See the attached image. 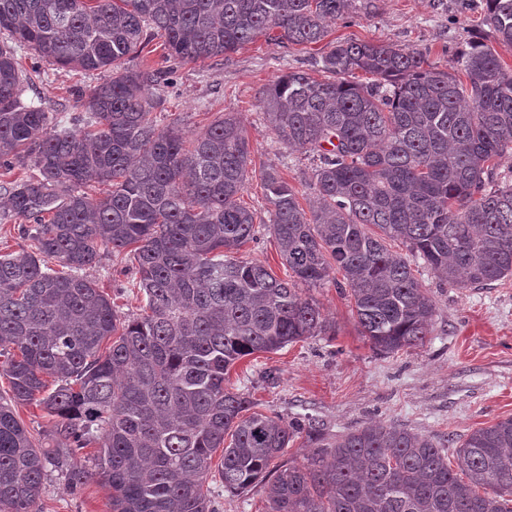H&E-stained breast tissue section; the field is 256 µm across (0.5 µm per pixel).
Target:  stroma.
<instances>
[{
	"label": "stroma",
	"mask_w": 512,
	"mask_h": 512,
	"mask_svg": "<svg viewBox=\"0 0 512 512\" xmlns=\"http://www.w3.org/2000/svg\"><path fill=\"white\" fill-rule=\"evenodd\" d=\"M482 8L483 0H371L369 9L330 21L325 39L315 44L287 46L261 36L222 60L177 64L156 39L137 62L164 76L156 89L160 126L178 124L191 137L219 115L238 113L251 147V175L241 201L262 218L263 168L279 170L302 206L314 200L305 153L278 143L266 122L260 97L272 81L309 69L329 43L348 39L417 48L441 68L466 42L479 40L512 71V45L499 43L483 25ZM16 57L28 77L23 101L49 112L60 128L72 125L83 111L82 96L109 77L105 71L58 67L26 46L17 47ZM414 274L435 305L424 344L389 355L375 352L350 301L328 284L311 294L333 324V335L238 360L225 387L249 395L265 414L313 418L329 438L371 423L395 424L447 439L455 449L473 430L512 417V278L482 288H451L424 266H415ZM89 275L119 315L138 314L143 295L128 258L103 251ZM271 482L268 476L258 479L237 495L210 480L212 506L215 512H268ZM109 496L100 478L72 493L53 474L34 512H110Z\"/></svg>",
	"instance_id": "1"
}]
</instances>
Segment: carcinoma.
Returning <instances> with one entry per match:
<instances>
[{"mask_svg": "<svg viewBox=\"0 0 512 512\" xmlns=\"http://www.w3.org/2000/svg\"><path fill=\"white\" fill-rule=\"evenodd\" d=\"M356 7L0 0V175L31 169L0 184V224L25 220L30 242L0 251V373L11 390L0 397V512H32L50 472L71 492L84 485L86 448L98 449L111 512H214L204 484L217 449L224 490L243 494L303 433L315 449L275 470L270 512H512V418L468 435L457 474L442 439L371 425L329 440L312 419L281 422L224 387L236 361L327 333L306 288L335 285L373 349L390 354L423 343L432 326L410 258L456 288L512 276V177L497 171L512 153V72L495 52L469 41L443 70L416 48L344 40L314 59L321 78L290 71L264 90L278 142L316 155L308 212L277 169L260 174L265 229L289 282L235 256L259 233L238 202L250 144L236 113L189 140L161 130V72L125 66L155 37L180 63L260 35L317 43L325 19ZM483 22L512 44V0H484ZM15 41L61 67L112 71L76 118L84 128L52 127L22 101ZM360 71L370 81H357ZM103 249L133 255L145 301L133 319L85 275ZM32 402L55 420L46 447L15 413Z\"/></svg>", "mask_w": 512, "mask_h": 512, "instance_id": "cac0c4a2", "label": "carcinoma"}]
</instances>
